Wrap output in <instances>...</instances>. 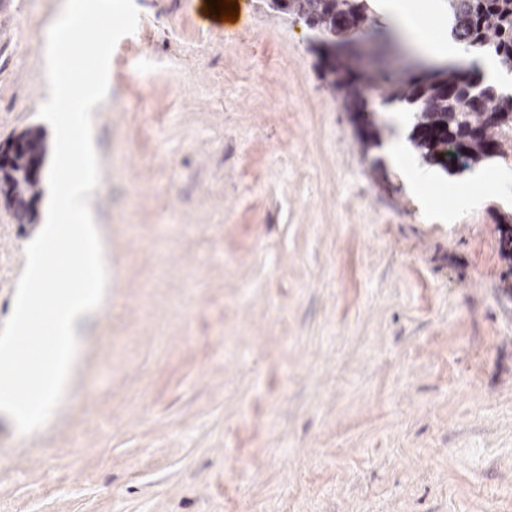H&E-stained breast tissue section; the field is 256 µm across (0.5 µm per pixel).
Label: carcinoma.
<instances>
[{"label": "carcinoma", "instance_id": "carcinoma-1", "mask_svg": "<svg viewBox=\"0 0 512 512\" xmlns=\"http://www.w3.org/2000/svg\"><path fill=\"white\" fill-rule=\"evenodd\" d=\"M450 15L451 38L472 60L443 65L417 77L384 66L372 70H339L325 55L324 46L341 34L338 21L357 26V38L384 41L370 0H281L275 10L288 14L307 28L324 35L319 42L320 65L334 75L345 91V105L355 112H371L372 101L363 95L378 93L382 107L409 112L414 117L410 139L421 156L445 170H466L493 161L512 165V93L485 77L478 60L487 58L502 72L512 74V0H444ZM24 143L13 163L0 168V186L25 219L29 203L39 197V180L30 178L29 161L42 158V139L36 130L17 136ZM499 248L512 262V223L501 224Z\"/></svg>", "mask_w": 512, "mask_h": 512}]
</instances>
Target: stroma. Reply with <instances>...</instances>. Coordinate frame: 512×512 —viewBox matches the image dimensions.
Returning a JSON list of instances; mask_svg holds the SVG:
<instances>
[{
    "label": "stroma",
    "mask_w": 512,
    "mask_h": 512,
    "mask_svg": "<svg viewBox=\"0 0 512 512\" xmlns=\"http://www.w3.org/2000/svg\"><path fill=\"white\" fill-rule=\"evenodd\" d=\"M0 0V143L38 129L64 0ZM135 0L92 110L108 288L47 423L0 412V512H512V169L443 219L378 109L266 0ZM150 71L149 81L136 77ZM26 223L0 193V324ZM389 155L394 165L405 174L411 185L416 190H426L434 183V176L410 162L405 148L400 140H393L389 145Z\"/></svg>",
    "instance_id": "obj_1"
}]
</instances>
